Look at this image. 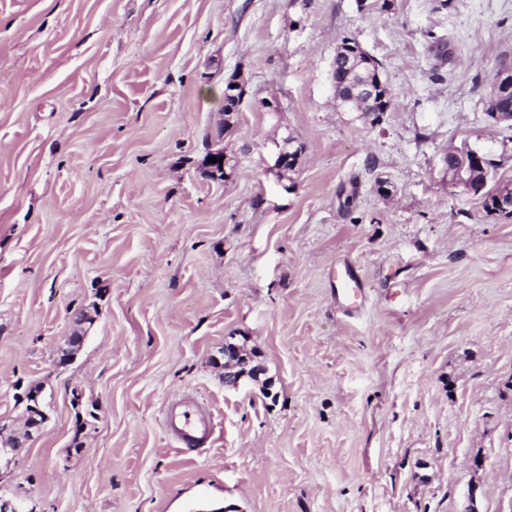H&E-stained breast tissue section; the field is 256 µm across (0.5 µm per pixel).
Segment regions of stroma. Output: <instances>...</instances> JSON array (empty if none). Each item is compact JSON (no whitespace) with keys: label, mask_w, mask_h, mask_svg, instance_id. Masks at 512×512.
<instances>
[{"label":"stroma","mask_w":512,"mask_h":512,"mask_svg":"<svg viewBox=\"0 0 512 512\" xmlns=\"http://www.w3.org/2000/svg\"><path fill=\"white\" fill-rule=\"evenodd\" d=\"M354 37L393 103L337 108ZM512 0H0V496L36 512H512V183L487 113ZM245 90L201 173L224 106ZM299 148L279 171L284 138ZM387 181L391 196L378 191ZM354 267L363 308L336 303ZM93 318L58 366L71 316ZM258 378L224 382L225 345ZM195 397L188 448L166 404ZM476 494H469L470 485ZM223 136L224 131L221 135L216 136V140L210 144L202 164L206 176L215 181H226L234 175L236 170L234 160L224 153V147H220ZM212 156L218 158L216 163H208V158ZM220 158H223V163H220ZM458 158L460 160V163L455 165L452 171L448 170V154H445L443 158L445 170L448 174V180H450L449 176L452 172L453 180L450 182L459 187H462L466 192L471 193L472 182L470 177V168L472 166H479L485 169L486 165L484 163V157L480 155L478 151L470 149L469 160L466 158V156H464L463 159L460 156H458ZM473 187L475 189V192L473 194L478 195L481 193L482 197H484V204L488 211L490 212H505L511 210V206H509V203H504L502 199H500L501 207L499 206V200H498V187L497 188H491L489 190H486L487 182H485L484 173L481 169L476 170V174L474 177ZM507 215L512 216V210L510 212L506 213ZM169 431L190 448L205 441L212 432V423L195 400L181 398L170 403L165 415ZM28 404L29 409L24 411V424L26 426L25 434L19 435L11 433L5 436L4 432L6 431V427L0 424V435L10 438V441L5 447L8 449V455H11V459H16L21 455L29 441L34 438L35 434H38L41 431L42 426L46 421V418H43L39 407L32 404V400H29Z\"/></svg>","instance_id":"1"}]
</instances>
